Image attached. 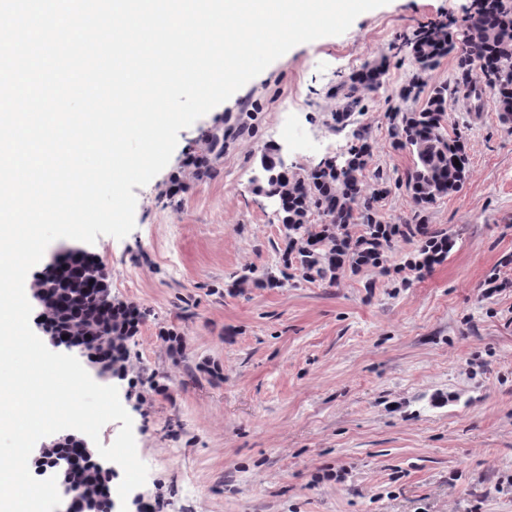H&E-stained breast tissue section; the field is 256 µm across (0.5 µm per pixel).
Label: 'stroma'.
Instances as JSON below:
<instances>
[{
  "mask_svg": "<svg viewBox=\"0 0 512 512\" xmlns=\"http://www.w3.org/2000/svg\"><path fill=\"white\" fill-rule=\"evenodd\" d=\"M470 4L389 0L293 47L180 131L135 190L131 233L86 245L113 299L142 315L115 385L149 468L143 512H512V121L490 100L472 112L457 52L422 70L409 47ZM379 62L382 89L339 120L343 84ZM413 82L425 96L447 86L446 129L467 154L463 188L424 210L389 135ZM216 131L224 153L195 176ZM359 131L366 187L391 186L382 216L452 238L445 260L410 271L423 244L410 234L333 283L234 287L246 268L278 271L285 247L277 202L255 191L262 155L303 172L344 158Z\"/></svg>",
  "mask_w": 512,
  "mask_h": 512,
  "instance_id": "35a3bbf8",
  "label": "stroma"
}]
</instances>
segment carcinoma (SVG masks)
Listing matches in <instances>:
<instances>
[{"instance_id": "carcinoma-1", "label": "carcinoma", "mask_w": 512, "mask_h": 512, "mask_svg": "<svg viewBox=\"0 0 512 512\" xmlns=\"http://www.w3.org/2000/svg\"><path fill=\"white\" fill-rule=\"evenodd\" d=\"M459 53L460 82L476 101L479 111L484 97L493 98L503 120L512 119V0L497 6L476 3L464 20ZM453 32L446 25L422 30L411 42L419 68H433L438 59L454 50ZM382 85L381 73L373 68L362 73L347 88L342 116L361 102L360 92ZM448 112V87L432 90L421 104L393 116V144L416 155L414 167L404 179L415 203L425 209L438 199L460 191L467 179L461 136L444 132ZM341 168L326 161L304 175L288 173L281 162L267 157L266 188L277 199L286 242L280 276L249 268L234 281L237 288L282 286L299 275L308 280L336 282L339 275L358 273L380 240L389 242L404 235L397 224L378 216L379 202L389 188L381 183L368 193L362 180L372 146L361 135ZM317 216L312 222L311 216ZM364 225V234L354 237L352 226ZM53 284L40 307L42 327L52 335L89 341L93 353L110 368L126 362V341L133 335L139 313L129 304L115 301L102 305L95 258L77 255L42 272ZM100 474L88 467L70 474L72 483L85 495L104 496Z\"/></svg>"}]
</instances>
